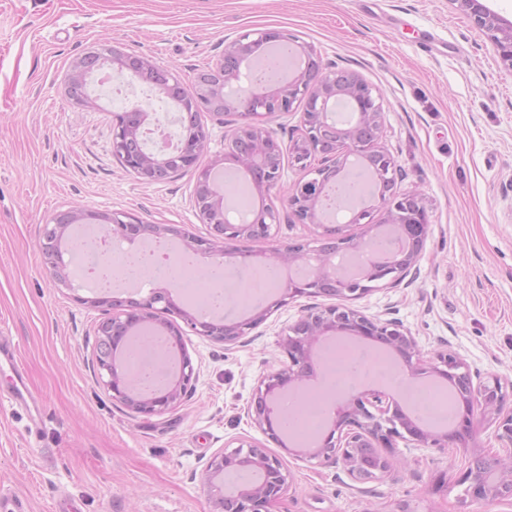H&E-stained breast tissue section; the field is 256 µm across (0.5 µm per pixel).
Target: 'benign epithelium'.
I'll use <instances>...</instances> for the list:
<instances>
[{"label": "benign epithelium", "instance_id": "obj_1", "mask_svg": "<svg viewBox=\"0 0 512 512\" xmlns=\"http://www.w3.org/2000/svg\"><path fill=\"white\" fill-rule=\"evenodd\" d=\"M466 12L475 26L483 31L493 44L502 61L512 67V25H507L482 0H450ZM295 44L306 61L286 84L250 88L230 97L224 89L241 83L240 60L255 45L278 44L282 41ZM112 69L157 72L176 88L182 82L168 69L151 59L112 49ZM86 70L83 59L75 61L67 74L65 94L75 105H93L90 96L82 92ZM196 105L218 106L234 112L239 123L226 135L228 145L224 155L215 157L211 164L200 165V158L207 149L209 132L203 125L195 128L192 136L179 148L178 171L191 172L196 177L195 203L202 223L209 228L208 237L185 233L171 225L145 224L126 212L99 214L86 209H71L59 215L52 228L45 230L44 239L52 243L65 237L67 230L91 219L112 225V235L131 239L141 235L165 238L169 235L182 240L183 246L199 253L222 254L235 242L245 239L254 242H271L265 252V264L280 265L307 263L311 274L299 281H290L280 289L278 298L267 306L257 307L241 319L223 318L204 321L196 309L183 308L172 300L164 303L153 296L123 302L105 297L85 298L83 302L95 307L112 305V313L98 326V343L112 339V344L130 347L143 340V333L156 326H164L171 333L173 342L181 350L179 374L163 390L142 397L135 394V387L124 369L114 364H103L101 353L95 354L100 369V384L135 415L152 416L174 408L189 396L198 377L191 355L182 342V326L196 334L209 337L226 345H234L248 331L263 323L271 309L299 297H330L336 303L302 309L299 319L288 327L280 342L286 357L282 367L264 375L248 406L247 414L253 423L285 453L319 459L329 464H342L352 480L367 482L378 480L389 473L397 461L396 441L424 448H445L454 441L470 438L479 427H491L503 453L475 454L469 467L460 478L467 485L468 496L475 501L512 499V381L504 382L498 376L486 379L473 378L459 354L452 350L439 351L423 359L415 338L410 331L395 320L370 317L351 307L349 301L368 292L366 283L384 281L394 288L416 267L425 239L414 240L412 249L394 265L373 269L366 280L339 278L334 259L339 253L365 255L372 244L374 225L360 224L356 217H349L344 224L327 223L320 215L314 195L301 193L296 186L288 190L286 204L288 222L320 228L322 232L308 240H294L287 244L275 242L280 215L270 204H263L246 224H227L224 220V200L216 193L200 189L203 171L218 166H234L253 176L254 184L265 195L276 188L281 180L283 161L304 172L310 180L329 179L337 171L350 165L351 159L361 153L375 155L378 167L395 172L392 155L380 145L384 116L381 105L376 103L371 85L355 72L333 71L325 67L315 48L298 41L284 30L266 29L255 38L245 34L224 46V53L215 64L197 74ZM339 99L354 103V122L338 127L328 122L331 104ZM301 112L300 133L291 141L288 152L283 149L268 126L270 108L288 114L298 107ZM144 123L127 118H115L112 132L113 154L123 166L138 177L157 182L169 178V156H161L140 147ZM377 208L382 213V224H406L412 219L425 223L427 213L421 198L412 192H402L396 182L378 197ZM174 315L179 321L166 320L161 315ZM343 331L359 336L367 342L381 343L394 349L403 367L413 375L430 374L450 381L459 393L460 411L458 428L450 433H431L415 426L403 412L394 397L381 389H368L352 395L341 404L336 420L320 433L317 442L308 447L292 448L284 441L280 423L268 408V402L281 390L300 387L309 374V358L316 345L330 332ZM249 470L261 475L257 482L244 485L229 495L224 492L222 477L226 472ZM205 478L212 512H270L269 507L278 501L289 487L290 474L282 459L267 447L242 441L228 453L215 454L205 467Z\"/></svg>", "mask_w": 512, "mask_h": 512}]
</instances>
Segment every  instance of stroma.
<instances>
[{
    "mask_svg": "<svg viewBox=\"0 0 512 512\" xmlns=\"http://www.w3.org/2000/svg\"><path fill=\"white\" fill-rule=\"evenodd\" d=\"M448 45L417 47L423 29ZM284 29L323 63L359 73L379 96L382 146L400 190L417 191L429 231L416 276L354 299L399 321L424 357L454 349L471 371L512 380V68L451 0H0V336L18 351L40 416L0 404V495L29 512H210L205 466L238 440L263 441L247 415L261 379L280 369L279 342L306 297L275 307L234 345L184 330L198 370L192 394L161 415L135 416L98 382L103 309L92 290L58 284L43 233L75 206L128 212L207 236L193 175L141 180L112 153V118L134 100L65 94L71 64L116 46L173 69L185 87L226 42ZM418 405L428 375L357 377ZM488 428L449 447L398 446L400 464L356 482L341 466L284 455L289 489L271 512H512L474 501L459 483L472 452L497 451Z\"/></svg>",
    "mask_w": 512,
    "mask_h": 512,
    "instance_id": "stroma-1",
    "label": "stroma"
}]
</instances>
